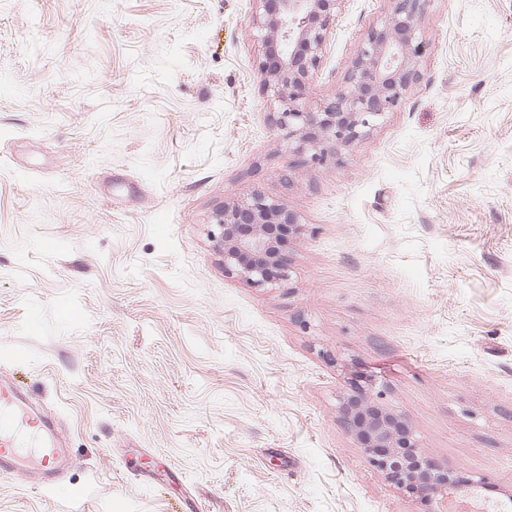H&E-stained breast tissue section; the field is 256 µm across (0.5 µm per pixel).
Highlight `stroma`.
Here are the masks:
<instances>
[{
  "instance_id": "35a3bbf8",
  "label": "stroma",
  "mask_w": 512,
  "mask_h": 512,
  "mask_svg": "<svg viewBox=\"0 0 512 512\" xmlns=\"http://www.w3.org/2000/svg\"><path fill=\"white\" fill-rule=\"evenodd\" d=\"M259 0H0V377L67 436L0 512H448L342 425L352 385L433 468L512 499V0H429L399 107L337 163L289 152ZM390 0H344L308 98ZM261 193L286 283L211 236Z\"/></svg>"
}]
</instances>
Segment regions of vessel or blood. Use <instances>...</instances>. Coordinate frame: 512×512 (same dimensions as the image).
Returning a JSON list of instances; mask_svg holds the SVG:
<instances>
[{"instance_id": "obj_1", "label": "vessel or blood", "mask_w": 512, "mask_h": 512, "mask_svg": "<svg viewBox=\"0 0 512 512\" xmlns=\"http://www.w3.org/2000/svg\"><path fill=\"white\" fill-rule=\"evenodd\" d=\"M52 417L35 408L11 382L0 381V473L24 474L51 487L70 461Z\"/></svg>"}]
</instances>
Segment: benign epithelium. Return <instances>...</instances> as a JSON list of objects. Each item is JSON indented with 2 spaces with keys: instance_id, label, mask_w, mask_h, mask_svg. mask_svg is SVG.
Masks as SVG:
<instances>
[{
  "instance_id": "obj_1",
  "label": "benign epithelium",
  "mask_w": 512,
  "mask_h": 512,
  "mask_svg": "<svg viewBox=\"0 0 512 512\" xmlns=\"http://www.w3.org/2000/svg\"><path fill=\"white\" fill-rule=\"evenodd\" d=\"M264 13L253 16L269 54L261 70L263 92L276 110L275 125L288 148L314 164L339 159L341 150L362 139L400 105L419 77L425 50L418 20L428 0H390V14L380 27L360 38L344 84L335 96L313 104L306 96L311 71L336 20L342 0H259ZM214 235L224 255V272L264 288L289 280L288 259L275 238L276 227L300 224L296 215L257 193L251 201L224 205L216 214ZM382 391L361 385L343 397L346 428L361 442L374 465L396 485L416 496L457 486L454 473L437 480L414 465L389 466L400 447L418 448L400 416L382 402Z\"/></svg>"
}]
</instances>
